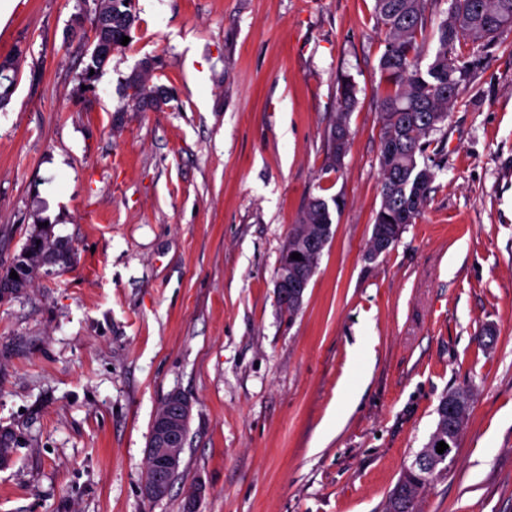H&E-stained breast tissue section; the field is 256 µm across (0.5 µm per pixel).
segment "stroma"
Instances as JSON below:
<instances>
[{
	"label": "stroma",
	"mask_w": 512,
	"mask_h": 512,
	"mask_svg": "<svg viewBox=\"0 0 512 512\" xmlns=\"http://www.w3.org/2000/svg\"><path fill=\"white\" fill-rule=\"evenodd\" d=\"M96 0H9L0 56V268L38 221L72 248L0 301V512H383L469 388L422 512H512V29L453 54L471 77L424 158L414 224L368 250L381 205L375 0H136L92 87ZM163 109L122 88L142 61ZM349 150L324 167L341 78ZM339 198L295 314L280 255ZM193 404L168 495L142 491L153 417ZM323 224H333L331 207L323 197H312L309 199L299 223L292 228L281 258L287 248L289 253L298 242L308 243L313 237L320 239L326 233V227Z\"/></svg>",
	"instance_id": "obj_1"
}]
</instances>
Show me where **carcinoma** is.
I'll return each instance as SVG.
<instances>
[{"label": "carcinoma", "mask_w": 512, "mask_h": 512, "mask_svg": "<svg viewBox=\"0 0 512 512\" xmlns=\"http://www.w3.org/2000/svg\"><path fill=\"white\" fill-rule=\"evenodd\" d=\"M431 0H376L378 23L384 30L385 49L379 71L386 86L380 101L381 121V206L376 213L371 247L376 236L383 235L396 243L406 226L415 222L429 200L434 172L421 157L425 138L439 130V124L457 100L468 70L456 63V43L472 39H489L506 27H512V0H451L448 17L439 25L438 42L427 70L419 59L424 52L422 33ZM112 25L108 31L112 48L121 47V38L130 35L137 21L135 0H108ZM106 58L90 55L83 80H97ZM150 76L142 71L130 76L125 89L133 88L136 96L146 100L154 92ZM356 102L354 83L345 78L339 86V113L328 134L326 168H341L349 148L347 116ZM333 223L332 210L322 197L309 199L299 223L294 225L286 248L293 250L299 242L319 238L326 225ZM471 392L458 388L445 394L437 407V422L428 442L415 455L417 462L405 468L390 494L385 512H420V503L440 469L429 468L435 444L452 441L458 444L467 420Z\"/></svg>", "instance_id": "cac0c4a2"}]
</instances>
